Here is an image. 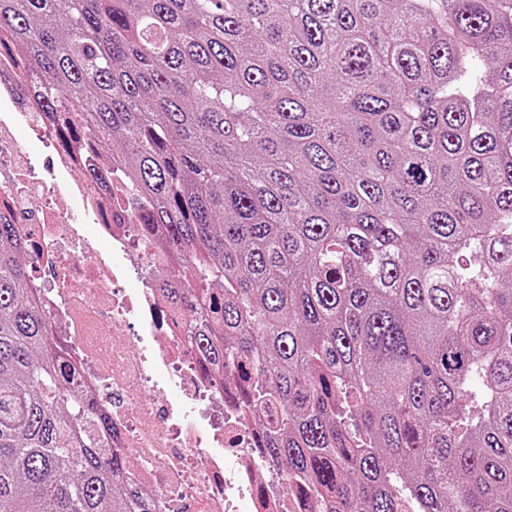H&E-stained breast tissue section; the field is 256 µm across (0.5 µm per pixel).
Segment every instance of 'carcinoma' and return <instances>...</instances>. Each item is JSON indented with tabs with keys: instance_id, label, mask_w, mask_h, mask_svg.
Segmentation results:
<instances>
[{
	"instance_id": "carcinoma-1",
	"label": "carcinoma",
	"mask_w": 512,
	"mask_h": 512,
	"mask_svg": "<svg viewBox=\"0 0 512 512\" xmlns=\"http://www.w3.org/2000/svg\"><path fill=\"white\" fill-rule=\"evenodd\" d=\"M13 82L191 272L310 512H512V0H0ZM0 213V512H156Z\"/></svg>"
}]
</instances>
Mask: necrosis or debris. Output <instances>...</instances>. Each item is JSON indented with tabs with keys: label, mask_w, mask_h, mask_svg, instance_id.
Returning <instances> with one entry per match:
<instances>
[{
	"label": "necrosis or debris",
	"mask_w": 512,
	"mask_h": 512,
	"mask_svg": "<svg viewBox=\"0 0 512 512\" xmlns=\"http://www.w3.org/2000/svg\"><path fill=\"white\" fill-rule=\"evenodd\" d=\"M22 121L52 147L48 172L15 138ZM79 172L38 106L0 89V201L32 246V284L75 386L112 423L130 482L153 492L158 512H299L285 472L260 447L269 418L241 406L237 373L218 383L204 372L177 326L182 311L153 283L165 249L142 244L135 214L110 206ZM72 197L92 211L94 235L77 224ZM133 273L141 286L132 291Z\"/></svg>",
	"instance_id": "4bbe7bcc"
}]
</instances>
